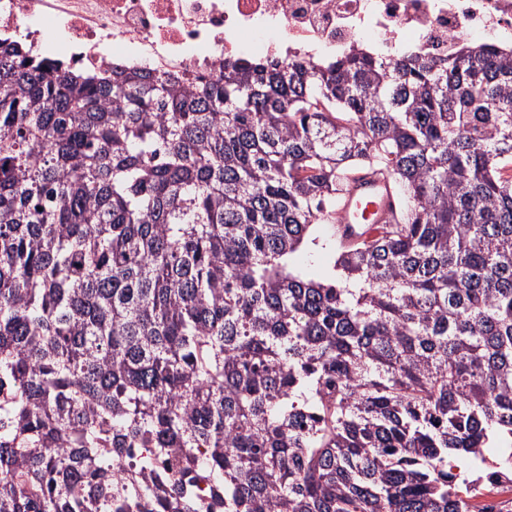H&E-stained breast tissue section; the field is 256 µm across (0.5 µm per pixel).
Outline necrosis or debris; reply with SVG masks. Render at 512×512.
<instances>
[{
	"label": "necrosis or debris",
	"mask_w": 512,
	"mask_h": 512,
	"mask_svg": "<svg viewBox=\"0 0 512 512\" xmlns=\"http://www.w3.org/2000/svg\"><path fill=\"white\" fill-rule=\"evenodd\" d=\"M23 35L86 69L131 64L201 83L224 61H294L367 36L387 59L405 48L444 58L466 35L512 47V0H0V37ZM482 512H512V471L477 466Z\"/></svg>",
	"instance_id": "obj_1"
}]
</instances>
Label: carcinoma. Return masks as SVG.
I'll list each match as a JSON object with an SVG mask.
<instances>
[{"label": "carcinoma", "instance_id": "carcinoma-1", "mask_svg": "<svg viewBox=\"0 0 512 512\" xmlns=\"http://www.w3.org/2000/svg\"><path fill=\"white\" fill-rule=\"evenodd\" d=\"M399 220L289 269L348 176ZM512 463V52L64 66L0 39V512H469ZM330 227L328 224L315 225L313 233L319 238V245L309 244L302 249V252L293 255L289 260L291 266L300 269L308 278L323 280L337 274V271L334 270V251L327 244L331 234ZM322 244H326V246H322ZM308 255H311L313 263L307 262L306 256Z\"/></svg>", "mask_w": 512, "mask_h": 512}]
</instances>
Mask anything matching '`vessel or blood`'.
Instances as JSON below:
<instances>
[{"label": "vessel or blood", "mask_w": 512, "mask_h": 512, "mask_svg": "<svg viewBox=\"0 0 512 512\" xmlns=\"http://www.w3.org/2000/svg\"><path fill=\"white\" fill-rule=\"evenodd\" d=\"M397 220V189L392 178L370 173L351 176L336 204V243L347 248L355 246L370 240L377 225Z\"/></svg>", "instance_id": "1"}]
</instances>
